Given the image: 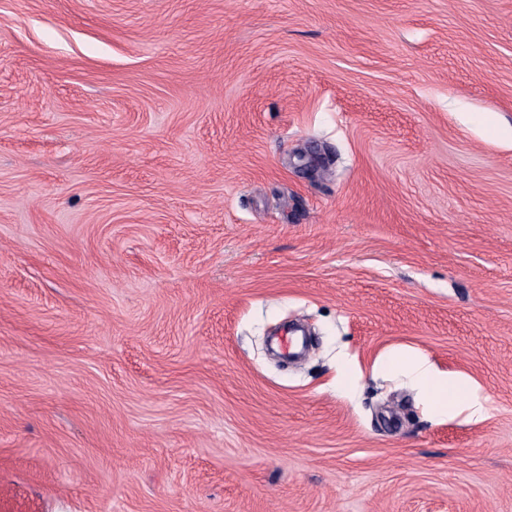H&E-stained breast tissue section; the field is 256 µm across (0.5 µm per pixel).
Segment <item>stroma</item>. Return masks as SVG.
Returning <instances> with one entry per match:
<instances>
[{"instance_id":"obj_1","label":"stroma","mask_w":512,"mask_h":512,"mask_svg":"<svg viewBox=\"0 0 512 512\" xmlns=\"http://www.w3.org/2000/svg\"><path fill=\"white\" fill-rule=\"evenodd\" d=\"M0 512H512V0H0ZM401 368L411 371L438 413L448 415L463 409L469 411L470 417L482 415L484 407L475 389L459 378L441 376L426 361L404 355H394L382 365V370L386 372Z\"/></svg>"}]
</instances>
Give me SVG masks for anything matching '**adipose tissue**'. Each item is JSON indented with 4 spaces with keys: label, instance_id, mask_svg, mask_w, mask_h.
Segmentation results:
<instances>
[{
    "label": "adipose tissue",
    "instance_id": "adipose-tissue-1",
    "mask_svg": "<svg viewBox=\"0 0 512 512\" xmlns=\"http://www.w3.org/2000/svg\"><path fill=\"white\" fill-rule=\"evenodd\" d=\"M401 368L411 371L419 387L428 395L433 408L441 414L458 409L469 412L470 416L482 415L484 407L475 389L455 377L441 376L426 361L396 355L387 360L383 371L393 372Z\"/></svg>",
    "mask_w": 512,
    "mask_h": 512
}]
</instances>
